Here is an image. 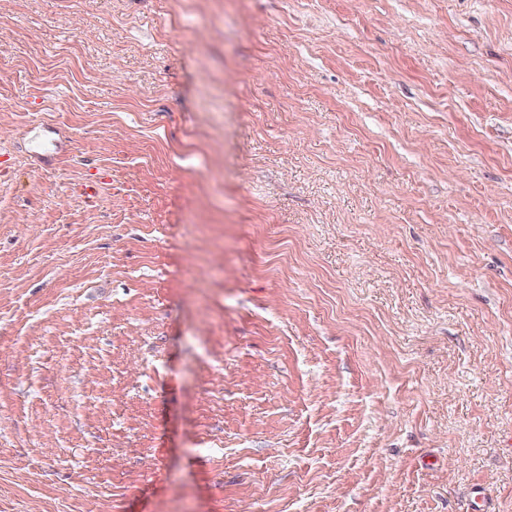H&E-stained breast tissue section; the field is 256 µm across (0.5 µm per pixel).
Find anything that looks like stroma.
<instances>
[{
  "label": "stroma",
  "mask_w": 512,
  "mask_h": 512,
  "mask_svg": "<svg viewBox=\"0 0 512 512\" xmlns=\"http://www.w3.org/2000/svg\"><path fill=\"white\" fill-rule=\"evenodd\" d=\"M1 155L0 512H512V0H0Z\"/></svg>",
  "instance_id": "1"
}]
</instances>
